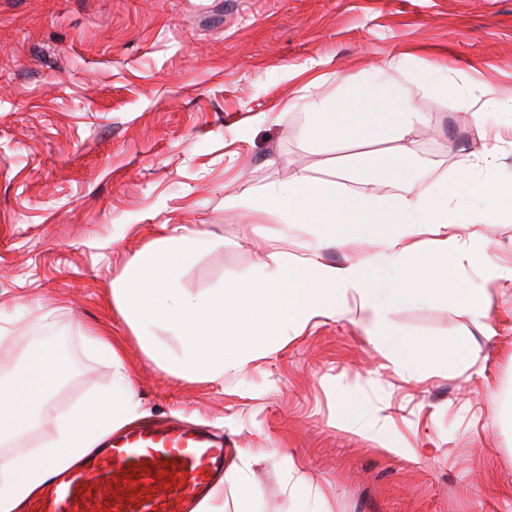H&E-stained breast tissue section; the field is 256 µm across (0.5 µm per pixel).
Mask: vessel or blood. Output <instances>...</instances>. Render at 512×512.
<instances>
[{"label":"vessel or blood","mask_w":512,"mask_h":512,"mask_svg":"<svg viewBox=\"0 0 512 512\" xmlns=\"http://www.w3.org/2000/svg\"><path fill=\"white\" fill-rule=\"evenodd\" d=\"M224 452L194 426L133 427L51 472L24 512H189L222 474Z\"/></svg>","instance_id":"1"}]
</instances>
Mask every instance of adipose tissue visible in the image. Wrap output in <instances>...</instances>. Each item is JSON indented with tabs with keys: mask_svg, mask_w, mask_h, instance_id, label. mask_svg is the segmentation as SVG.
<instances>
[{
	"mask_svg": "<svg viewBox=\"0 0 512 512\" xmlns=\"http://www.w3.org/2000/svg\"><path fill=\"white\" fill-rule=\"evenodd\" d=\"M408 94L406 87L386 77L353 87L341 98H319L305 106L303 125L316 139L398 144L394 154L355 159L354 169L367 182V190L343 193L335 181L297 175L268 187L252 202L255 213L281 223L316 225L311 256L289 257L278 239H271L273 264L248 283L209 296H194L175 286L178 265L208 244L197 233L155 241L145 258L131 262L112 299L135 338L145 344L149 359L190 383L220 381L225 371L242 370L259 354L285 347L312 320L342 314L351 299L376 325L392 306L432 296L448 297L474 319L487 318L486 290L461 279L458 266L465 258L489 276L512 280V268L501 267L487 255L482 231L498 212H512V181L489 188L471 183L465 169L454 182H430L429 171L415 164L411 148L414 125L426 122L427 116L410 112ZM464 190L484 203L481 217L466 223L448 210L449 194ZM462 224L470 243L465 254L450 233ZM427 232L438 237L429 254L421 240ZM367 233L379 238L378 251L344 267L320 262L319 250L354 245ZM159 331L181 340L180 353L151 345ZM382 341L406 371L428 357L450 370L477 356L463 339L432 346L388 334ZM84 342L94 354L116 364L118 378L112 389L57 414L54 436L32 451L14 454L6 446L30 434L40 414L51 410L53 394L71 370L70 361L56 348L41 345L19 369L0 374V512H20L51 470L70 467L139 417L128 370L111 337L88 336Z\"/></svg>",
	"mask_w": 512,
	"mask_h": 512,
	"instance_id": "adipose-tissue-1",
	"label": "adipose tissue"
}]
</instances>
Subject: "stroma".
<instances>
[{"label": "stroma", "instance_id": "stroma-1", "mask_svg": "<svg viewBox=\"0 0 512 512\" xmlns=\"http://www.w3.org/2000/svg\"><path fill=\"white\" fill-rule=\"evenodd\" d=\"M435 67L453 90L415 88L410 108L429 116L413 131L417 161L455 177L487 132L496 161L473 177H512V122L490 111L476 123L462 98L512 97V0H0V316L30 310L8 325L0 366L58 345L72 362L54 398L63 412L111 385L114 367L83 345L106 333L142 419L210 426L232 460L258 453L254 512H298L287 454L328 512H512V281L460 263L487 288L488 336L442 296L388 312L391 333L468 339L476 360L452 370L402 371L351 302L223 382L195 385L146 356L112 301L130 260L180 226L211 239L178 275L193 295L253 279L271 261L262 234L306 256L310 226L257 221L251 201L396 144L310 140L305 104ZM387 434L420 462L382 448Z\"/></svg>", "mask_w": 512, "mask_h": 512}]
</instances>
